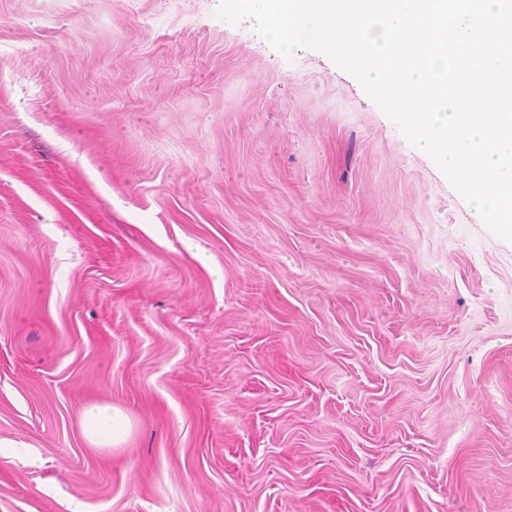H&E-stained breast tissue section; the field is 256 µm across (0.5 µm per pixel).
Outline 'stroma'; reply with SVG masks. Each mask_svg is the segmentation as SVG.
I'll list each match as a JSON object with an SVG mask.
<instances>
[{"label": "stroma", "mask_w": 512, "mask_h": 512, "mask_svg": "<svg viewBox=\"0 0 512 512\" xmlns=\"http://www.w3.org/2000/svg\"><path fill=\"white\" fill-rule=\"evenodd\" d=\"M218 6L0 0V512H512V242ZM82 427L91 446L107 451L116 449L130 431L123 411L108 404L88 407L82 416Z\"/></svg>", "instance_id": "obj_1"}]
</instances>
